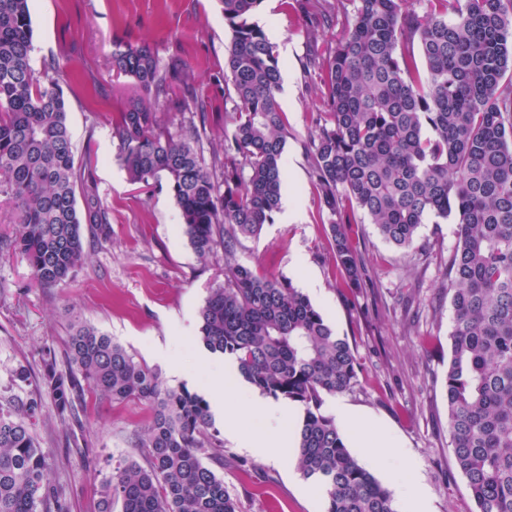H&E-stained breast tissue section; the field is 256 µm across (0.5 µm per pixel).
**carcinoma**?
<instances>
[{
    "mask_svg": "<svg viewBox=\"0 0 512 512\" xmlns=\"http://www.w3.org/2000/svg\"><path fill=\"white\" fill-rule=\"evenodd\" d=\"M232 37L224 57L229 136L206 161L207 101L187 62L161 63L141 44L112 52V71L154 102L133 103L113 127L135 183L164 186L195 254L224 253V283L200 310L199 341L234 357L261 394L302 408L295 466L324 488L326 512H399L391 492L350 450L323 412L324 396L357 382L359 363L342 336L286 276L260 273L236 244L273 223L281 200L288 125L277 94L281 62L256 21L263 0H219ZM296 0L310 21L342 25V37L312 56L321 70V108L311 142L312 178L329 213L335 269L349 288L365 274L348 225L361 216L389 244L414 247L434 217L453 220L456 245L445 266L454 316L443 387L456 469L475 512H512V0ZM29 0H0V196L19 211L0 245L31 267L37 282L70 281L90 236L111 235L107 212L81 176L54 78L30 64ZM424 69H419L416 57ZM183 89L170 108V90ZM82 189L84 211L77 209ZM42 384L61 423L81 425L88 397L140 402L152 414L132 445L144 463L124 460L100 485L99 512H239L238 500L203 462L224 464V441L208 402L158 372L96 327L79 323L66 366L44 352ZM41 394L0 401V512H65L32 431Z\"/></svg>",
    "mask_w": 512,
    "mask_h": 512,
    "instance_id": "carcinoma-1",
    "label": "carcinoma"
}]
</instances>
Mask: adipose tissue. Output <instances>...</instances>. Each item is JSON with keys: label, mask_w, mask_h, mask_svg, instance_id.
<instances>
[{"label": "adipose tissue", "mask_w": 512, "mask_h": 512, "mask_svg": "<svg viewBox=\"0 0 512 512\" xmlns=\"http://www.w3.org/2000/svg\"><path fill=\"white\" fill-rule=\"evenodd\" d=\"M198 365L207 374V382L214 393L213 410L223 413L225 429L258 454L277 455L283 465H290L288 449L293 435L288 421L294 410L293 405L259 394H247L237 407L224 409V388L231 383L224 364L211 356L202 355L198 358ZM333 411L337 422L349 430L357 447L377 456L381 455L383 448L388 447L387 438L367 415L341 401L336 402Z\"/></svg>", "instance_id": "adipose-tissue-1"}]
</instances>
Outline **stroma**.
<instances>
[{"instance_id":"1","label":"stroma","mask_w":512,"mask_h":512,"mask_svg":"<svg viewBox=\"0 0 512 512\" xmlns=\"http://www.w3.org/2000/svg\"><path fill=\"white\" fill-rule=\"evenodd\" d=\"M263 0L258 14L281 60L278 100L288 121L283 189L299 205L298 220L274 219L258 237L242 240L238 258L262 273L301 285L309 272L318 289L309 298L360 363L356 385L342 401L368 414L388 433L394 455L415 470L405 482L420 484L430 512H475L467 484L453 464L443 379L450 357L453 312L444 267L456 242L452 223L425 224L416 250L387 243L374 225L351 227L367 281L357 294L340 283L328 238L327 212L310 178L308 147L316 131L318 69L309 64V19ZM33 51L38 76L60 65L59 84L77 164L85 166L111 224L109 240L85 243L87 261L75 280L39 285L19 256L0 251V397L14 394L18 366L31 372L27 391L42 390L41 356L64 357L71 328L83 321L113 337L157 368L167 385L211 392L192 370L202 346L199 312L210 288L224 281V264H201L184 234L179 209L166 189L129 180L118 159L113 122L139 91L112 74L115 44H149L160 60L188 61L198 76V96L208 101L209 125L224 132V93L214 86L224 72L231 31L218 0H31ZM177 360L188 376L174 374ZM86 447L67 444L68 429L45 400L33 432L47 455V474L67 512H98V490L113 461L142 459L131 433L146 430L142 405L87 400L80 414ZM225 457L238 465L216 467L241 512H325L313 481L272 458L256 456L232 437Z\"/></svg>"}]
</instances>
